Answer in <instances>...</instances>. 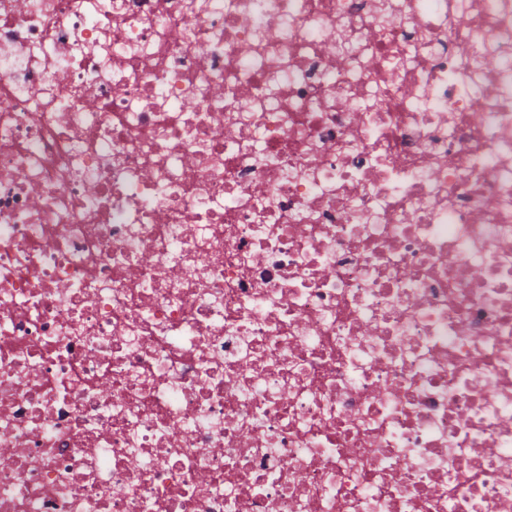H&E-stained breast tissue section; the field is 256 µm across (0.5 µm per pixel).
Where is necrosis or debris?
Listing matches in <instances>:
<instances>
[{"label":"necrosis or debris","mask_w":512,"mask_h":512,"mask_svg":"<svg viewBox=\"0 0 512 512\" xmlns=\"http://www.w3.org/2000/svg\"><path fill=\"white\" fill-rule=\"evenodd\" d=\"M0 512H512V0H0Z\"/></svg>","instance_id":"obj_1"}]
</instances>
